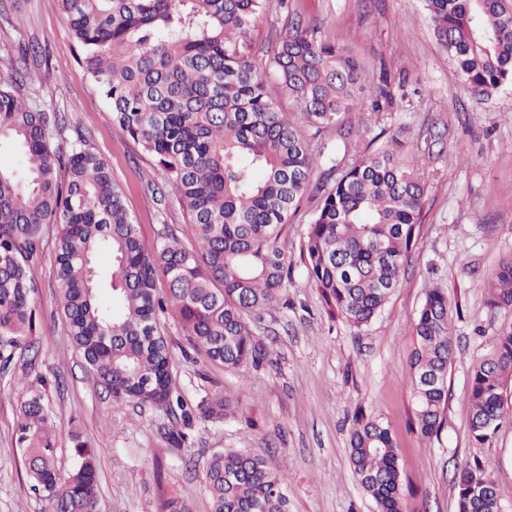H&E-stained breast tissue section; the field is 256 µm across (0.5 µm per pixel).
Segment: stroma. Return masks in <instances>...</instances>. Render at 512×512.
Listing matches in <instances>:
<instances>
[{
  "label": "stroma",
  "instance_id": "35a3bbf8",
  "mask_svg": "<svg viewBox=\"0 0 512 512\" xmlns=\"http://www.w3.org/2000/svg\"><path fill=\"white\" fill-rule=\"evenodd\" d=\"M321 28L336 44L354 49L369 79L387 70L395 101L386 110L365 107L351 117L368 152L398 136L422 156L426 196L418 246L399 288L383 311L356 328L331 317L311 282L300 248L319 199L304 203L281 238L292 262L282 294L288 305L254 321L271 352L269 363L228 369L191 347L174 310L160 317L173 353L179 391L197 405L213 388L240 400L242 421H194L151 406L114 407L73 347L59 312L54 277L56 228H49L32 264L39 288L32 350L17 351L0 373V512H47L30 491L14 444L18 405L34 376L47 381L59 430L57 467L75 461L68 436L78 427L99 464V512H162L170 497L189 512H211L206 464L213 453L239 449L264 458L288 496V512H378L350 460L357 414L380 419L396 444L402 512H458L454 487L459 466L480 463L500 481L502 512H512V383L503 393L504 419L495 437L479 445L470 436L469 381L475 362L512 325V313L486 305L485 283L512 255V82L491 96L469 93L437 44L422 0H270L249 38L255 61L267 71L275 38L293 17ZM46 49L25 92L41 108L65 116L103 157L122 187L147 244L161 243L166 228L183 237L186 211L150 156L121 135L112 112L76 62L70 21L57 0H0V76L20 43ZM448 292L455 353L448 367V403L438 437L423 441L413 424L410 355L413 322L427 288ZM187 430L182 447L169 431Z\"/></svg>",
  "mask_w": 512,
  "mask_h": 512
}]
</instances>
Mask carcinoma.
Masks as SVG:
<instances>
[{"mask_svg": "<svg viewBox=\"0 0 512 512\" xmlns=\"http://www.w3.org/2000/svg\"><path fill=\"white\" fill-rule=\"evenodd\" d=\"M70 19L83 67L112 109V123L160 167L189 215L193 240L172 228L149 246L134 224L122 188L107 162L78 134L66 149L52 147L65 120L34 105L22 92L29 59L24 45L0 77V147L14 166H0V369L19 349L33 347L38 284L30 265L45 227H58L55 279L59 307L75 349L112 405L149 404L183 425L224 422L240 404L215 388L202 402H184L172 371L169 342L158 314L175 309L188 343L208 360L237 369L258 366L269 350L251 319L282 305L288 257L281 226L300 206L326 160L334 133L352 159L331 165L316 184L321 203L302 245L308 276L328 312L350 325H368L400 283L417 248L425 195L423 159L407 156L396 137L387 149L358 155L349 115L390 105L386 73L367 83L353 50L298 17L276 38L274 82L260 73L248 41L267 0H58ZM438 45L462 84L488 95L512 81V0H423ZM276 84L297 112L279 109ZM101 252L112 264L96 269ZM168 294L157 290L159 276ZM486 304L512 311V256L486 281ZM410 360L414 426L440 432L453 355L448 295L427 289L414 322ZM512 379V326L474 366L469 389L473 441L487 443L503 416V391ZM55 415L37 375L20 404L15 445L26 462L32 492L50 512H97V464L80 430H70L75 463L56 469ZM350 459L360 485L379 512H402L399 457L390 429L374 417L355 418ZM205 480L212 512H288V498L266 460L238 450L212 456ZM459 512H501L498 480L480 466L458 469Z\"/></svg>", "mask_w": 512, "mask_h": 512, "instance_id": "carcinoma-1", "label": "carcinoma"}]
</instances>
